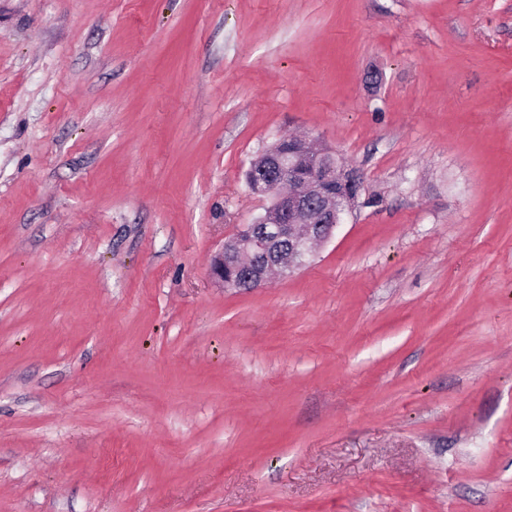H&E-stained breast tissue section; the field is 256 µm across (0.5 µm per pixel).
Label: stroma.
<instances>
[{"instance_id": "stroma-1", "label": "stroma", "mask_w": 512, "mask_h": 512, "mask_svg": "<svg viewBox=\"0 0 512 512\" xmlns=\"http://www.w3.org/2000/svg\"><path fill=\"white\" fill-rule=\"evenodd\" d=\"M288 135L359 203L219 286ZM0 512H512V0H0Z\"/></svg>"}]
</instances>
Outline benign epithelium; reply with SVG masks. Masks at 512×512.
<instances>
[{"instance_id":"obj_1","label":"benign epithelium","mask_w":512,"mask_h":512,"mask_svg":"<svg viewBox=\"0 0 512 512\" xmlns=\"http://www.w3.org/2000/svg\"><path fill=\"white\" fill-rule=\"evenodd\" d=\"M246 187L270 200L257 223L239 228L214 256L211 277L226 288L260 286L267 270L299 269L330 240L356 205L361 175L310 137L282 138L248 167Z\"/></svg>"}]
</instances>
